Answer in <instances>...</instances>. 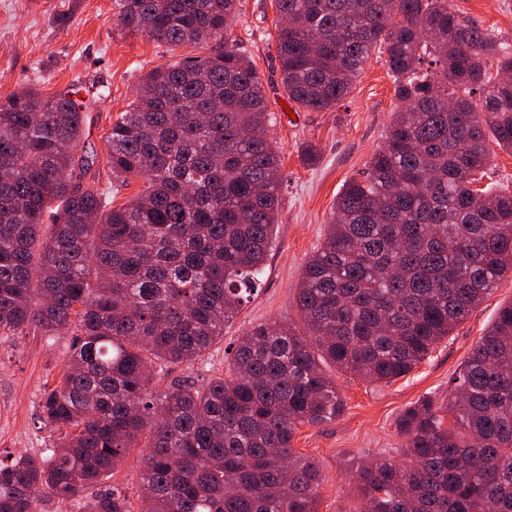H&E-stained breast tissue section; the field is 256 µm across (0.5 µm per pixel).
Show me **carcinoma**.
Masks as SVG:
<instances>
[{
	"mask_svg": "<svg viewBox=\"0 0 512 512\" xmlns=\"http://www.w3.org/2000/svg\"><path fill=\"white\" fill-rule=\"evenodd\" d=\"M115 2L125 30L215 49L149 71L112 122V178L143 182L121 207L75 160L70 93L0 102V338L72 335L42 396L57 441L0 461V512H131L101 482L142 438L140 512H319L322 473L292 441L344 409L325 365L403 377L512 272V191L477 187L489 139L512 153V44L448 0H276L289 100L332 110L376 52L397 111L303 267L300 322L258 323L228 377L158 392L155 373L202 359L255 290L282 162L259 74L229 36L237 0ZM398 429L402 460L354 467L363 512H512V303L448 403L419 400Z\"/></svg>",
	"mask_w": 512,
	"mask_h": 512,
	"instance_id": "carcinoma-1",
	"label": "carcinoma"
}]
</instances>
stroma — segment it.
Listing matches in <instances>:
<instances>
[{"label":"stroma","instance_id":"obj_1","mask_svg":"<svg viewBox=\"0 0 512 512\" xmlns=\"http://www.w3.org/2000/svg\"><path fill=\"white\" fill-rule=\"evenodd\" d=\"M462 16L477 20L512 43V0H449ZM114 0H0V101L32 88L48 97L76 91L86 114L76 156L89 163L102 188L114 186L107 162L112 120L134 100L151 69L210 55L208 42L172 47L122 29ZM275 0H239L232 34L260 73L274 121L269 135L283 160L273 248L263 281L224 330V339L191 366L172 365L157 377L159 388L188 380L196 385L224 375L227 351L260 322L297 318L301 270L327 231L333 202L345 180L361 173L385 138L396 107L393 80L382 57L372 56L337 109L286 111L276 54ZM512 303V273L410 373L385 384H367L341 372L332 377L344 400L336 419L299 425L294 448L321 469L319 512H360L348 483L360 460L397 455L400 414L422 398L441 403L448 382L462 370L479 338L503 305ZM72 338L27 328L0 340V459L40 454L53 440L42 420L44 389L56 386Z\"/></svg>","mask_w":512,"mask_h":512}]
</instances>
